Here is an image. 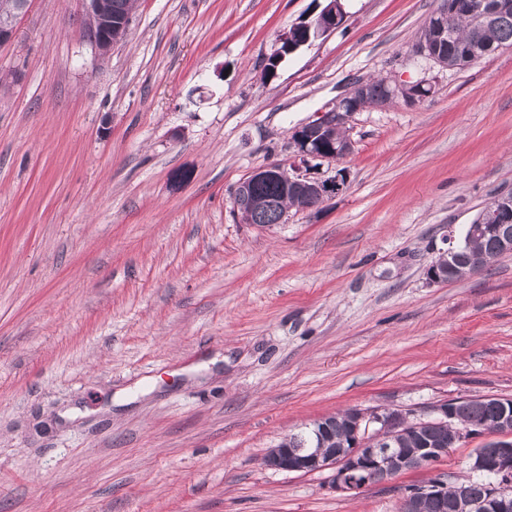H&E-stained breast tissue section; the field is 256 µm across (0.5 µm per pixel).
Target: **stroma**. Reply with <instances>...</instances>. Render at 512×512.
Masks as SVG:
<instances>
[{
	"label": "stroma",
	"instance_id": "obj_1",
	"mask_svg": "<svg viewBox=\"0 0 512 512\" xmlns=\"http://www.w3.org/2000/svg\"><path fill=\"white\" fill-rule=\"evenodd\" d=\"M135 0L107 54L83 0H29L0 47V512H398L470 473L473 435L356 497L267 469L284 436L356 408L512 399V254L426 269L512 192V47L461 69L410 48L439 0ZM429 96L355 113L344 192L284 223L232 193L294 162L352 82ZM325 1L327 2L326 5L315 18L309 22L291 28L280 36V47L268 59V64H270L271 58L278 60L279 63L284 55L295 51L303 45L311 43L327 33L333 32L342 24L345 17L344 5L342 3L344 0ZM301 32L305 33V37L299 40L297 34Z\"/></svg>",
	"mask_w": 512,
	"mask_h": 512
}]
</instances>
